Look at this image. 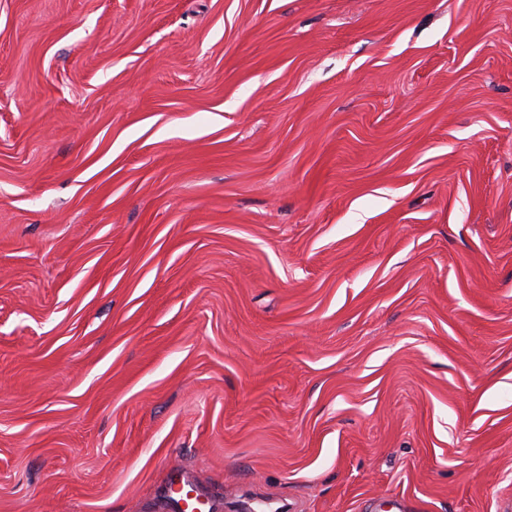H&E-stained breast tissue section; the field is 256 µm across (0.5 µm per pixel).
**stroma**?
I'll return each mask as SVG.
<instances>
[{"label":"stroma","instance_id":"obj_1","mask_svg":"<svg viewBox=\"0 0 512 512\" xmlns=\"http://www.w3.org/2000/svg\"><path fill=\"white\" fill-rule=\"evenodd\" d=\"M0 512L512 501V0H0Z\"/></svg>","mask_w":512,"mask_h":512}]
</instances>
